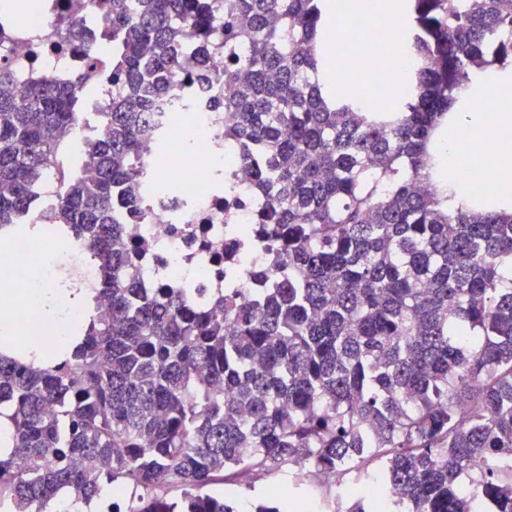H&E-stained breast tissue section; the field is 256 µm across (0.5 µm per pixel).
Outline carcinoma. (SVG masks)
Here are the masks:
<instances>
[{
	"label": "carcinoma",
	"instance_id": "cac0c4a2",
	"mask_svg": "<svg viewBox=\"0 0 512 512\" xmlns=\"http://www.w3.org/2000/svg\"><path fill=\"white\" fill-rule=\"evenodd\" d=\"M394 7L416 63L389 108L364 106L361 71L346 89L331 78L353 41L329 30L339 0H67L52 35L83 66L20 83L0 56V228L19 229L112 46L111 98L49 218L112 308L51 360L0 351L10 512L64 492L79 512L119 486L127 512H242L209 486L248 471L286 473L253 512H302L311 476L372 461L404 491L390 512H512V215L450 210L431 178L456 90L512 70V0ZM198 83L238 118L224 142L267 186L276 253L263 300L231 270L209 313L187 286L137 288L123 229L141 219L147 113L176 85L173 110L194 108ZM383 506L363 491L347 512Z\"/></svg>",
	"mask_w": 512,
	"mask_h": 512
}]
</instances>
